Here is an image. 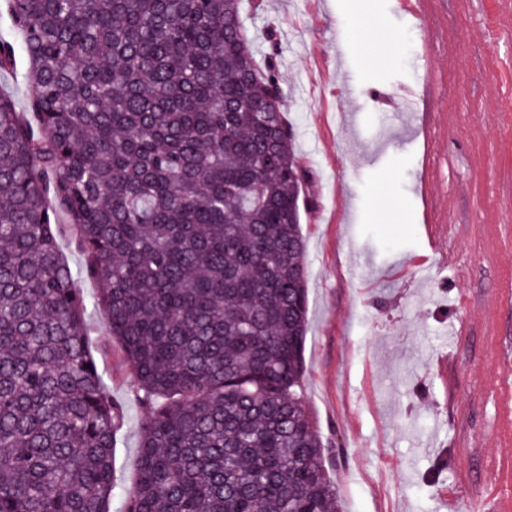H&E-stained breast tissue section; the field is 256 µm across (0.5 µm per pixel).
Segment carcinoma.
<instances>
[{
	"instance_id": "carcinoma-1",
	"label": "carcinoma",
	"mask_w": 512,
	"mask_h": 512,
	"mask_svg": "<svg viewBox=\"0 0 512 512\" xmlns=\"http://www.w3.org/2000/svg\"><path fill=\"white\" fill-rule=\"evenodd\" d=\"M6 18L33 96L0 91V512H339L302 381L301 170L240 0H6ZM63 218L145 411L120 491L124 413Z\"/></svg>"
}]
</instances>
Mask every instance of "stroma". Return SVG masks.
<instances>
[{
    "label": "stroma",
    "mask_w": 512,
    "mask_h": 512,
    "mask_svg": "<svg viewBox=\"0 0 512 512\" xmlns=\"http://www.w3.org/2000/svg\"><path fill=\"white\" fill-rule=\"evenodd\" d=\"M304 173L303 387L343 512L512 500V0H242ZM421 94V123L401 96ZM87 339L125 412L134 484L144 410L82 275Z\"/></svg>",
    "instance_id": "1"
}]
</instances>
